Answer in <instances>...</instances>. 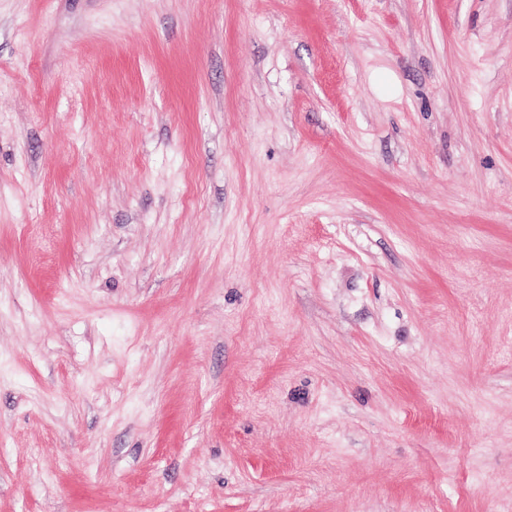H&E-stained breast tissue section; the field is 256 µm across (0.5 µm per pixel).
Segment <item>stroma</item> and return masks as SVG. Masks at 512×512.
<instances>
[{
    "instance_id": "35a3bbf8",
    "label": "stroma",
    "mask_w": 512,
    "mask_h": 512,
    "mask_svg": "<svg viewBox=\"0 0 512 512\" xmlns=\"http://www.w3.org/2000/svg\"><path fill=\"white\" fill-rule=\"evenodd\" d=\"M0 512H512V0H0Z\"/></svg>"
}]
</instances>
